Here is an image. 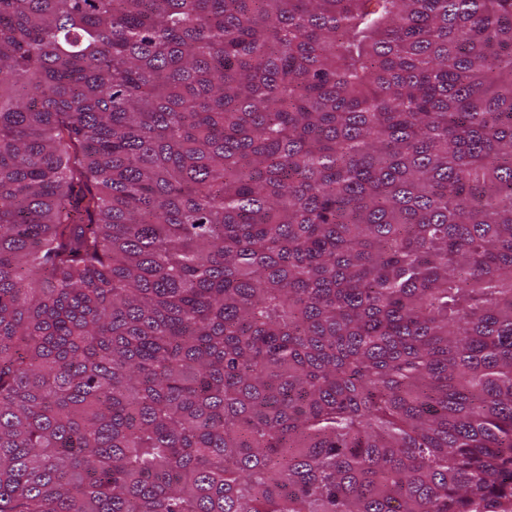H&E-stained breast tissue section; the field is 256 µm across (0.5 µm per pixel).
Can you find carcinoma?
Listing matches in <instances>:
<instances>
[{
	"instance_id": "1",
	"label": "carcinoma",
	"mask_w": 512,
	"mask_h": 512,
	"mask_svg": "<svg viewBox=\"0 0 512 512\" xmlns=\"http://www.w3.org/2000/svg\"><path fill=\"white\" fill-rule=\"evenodd\" d=\"M0 512H512V0H0Z\"/></svg>"
}]
</instances>
